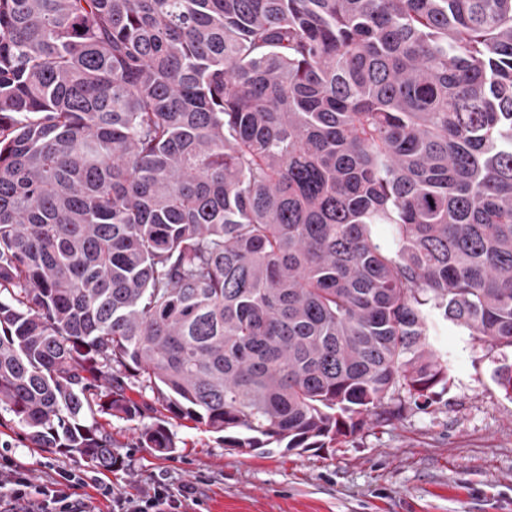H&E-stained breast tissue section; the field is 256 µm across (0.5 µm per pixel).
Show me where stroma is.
Listing matches in <instances>:
<instances>
[{"mask_svg":"<svg viewBox=\"0 0 512 512\" xmlns=\"http://www.w3.org/2000/svg\"><path fill=\"white\" fill-rule=\"evenodd\" d=\"M436 344L449 366L440 402L368 422L333 447L242 453L225 447L223 435L166 412L132 421L101 415L121 460L106 472L79 455L35 447L0 409V457L36 487L65 471L82 475L75 496L92 498L100 512L109 505L94 494L98 481L135 498L158 483L174 493L195 484L200 503L189 512H512V399L494 376L512 363V348L488 350L454 326ZM157 424L169 430L173 451L139 447L140 431Z\"/></svg>","mask_w":512,"mask_h":512,"instance_id":"obj_1","label":"stroma"}]
</instances>
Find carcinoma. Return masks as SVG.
<instances>
[{"label": "carcinoma", "mask_w": 512, "mask_h": 512, "mask_svg": "<svg viewBox=\"0 0 512 512\" xmlns=\"http://www.w3.org/2000/svg\"><path fill=\"white\" fill-rule=\"evenodd\" d=\"M450 324L512 348V0H0V409L33 444L117 467L96 406L324 448L438 403Z\"/></svg>", "instance_id": "cac0c4a2"}]
</instances>
